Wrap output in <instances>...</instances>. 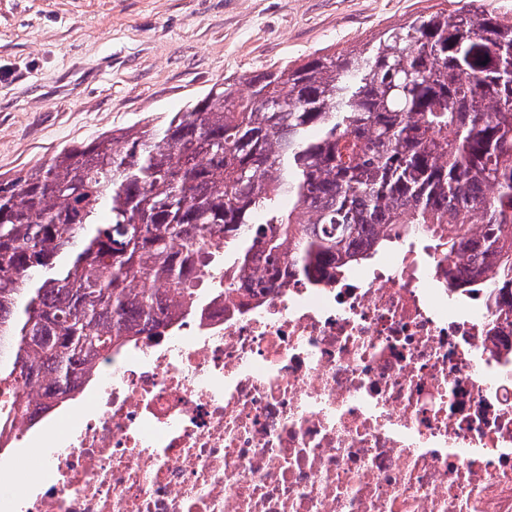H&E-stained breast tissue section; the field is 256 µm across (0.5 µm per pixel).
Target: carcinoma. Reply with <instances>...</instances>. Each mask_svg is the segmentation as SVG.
<instances>
[{
	"mask_svg": "<svg viewBox=\"0 0 512 512\" xmlns=\"http://www.w3.org/2000/svg\"><path fill=\"white\" fill-rule=\"evenodd\" d=\"M225 82L0 180V388L66 398L263 259L332 276L420 230L512 297V18L420 12L348 53ZM494 278L485 280L486 274Z\"/></svg>",
	"mask_w": 512,
	"mask_h": 512,
	"instance_id": "cac0c4a2",
	"label": "carcinoma"
}]
</instances>
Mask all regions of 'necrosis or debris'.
Returning a JSON list of instances; mask_svg holds the SVG:
<instances>
[{"instance_id": "4bbe7bcc", "label": "necrosis or debris", "mask_w": 512, "mask_h": 512, "mask_svg": "<svg viewBox=\"0 0 512 512\" xmlns=\"http://www.w3.org/2000/svg\"><path fill=\"white\" fill-rule=\"evenodd\" d=\"M413 237L330 282L264 272L33 400L0 512H512V302Z\"/></svg>"}]
</instances>
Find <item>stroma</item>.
Segmentation results:
<instances>
[{"label": "stroma", "mask_w": 512, "mask_h": 512, "mask_svg": "<svg viewBox=\"0 0 512 512\" xmlns=\"http://www.w3.org/2000/svg\"><path fill=\"white\" fill-rule=\"evenodd\" d=\"M439 0H0V176L212 86L343 53Z\"/></svg>", "instance_id": "35a3bbf8"}]
</instances>
